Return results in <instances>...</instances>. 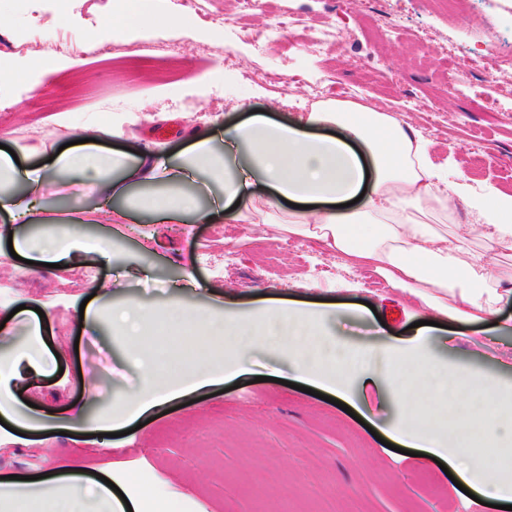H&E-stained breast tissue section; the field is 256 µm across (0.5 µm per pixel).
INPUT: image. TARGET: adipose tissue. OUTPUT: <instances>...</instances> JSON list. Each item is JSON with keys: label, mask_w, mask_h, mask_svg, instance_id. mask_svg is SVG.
<instances>
[{"label": "adipose tissue", "mask_w": 512, "mask_h": 512, "mask_svg": "<svg viewBox=\"0 0 512 512\" xmlns=\"http://www.w3.org/2000/svg\"><path fill=\"white\" fill-rule=\"evenodd\" d=\"M181 14L164 10L158 0H112L101 22L102 35L85 40L95 50L112 39L134 37L142 26L177 29ZM128 118L113 113L94 131L95 144L60 153L50 164L37 165L47 147L38 138L21 147L22 162L0 150V210L17 222L12 246L31 261L66 264L80 241L66 232L35 238L30 228L47 224L44 199L48 189L73 178L95 194L94 212L116 224L147 215L154 224H220L225 215L250 220L261 208L278 213L280 229L306 236L345 257L353 266L370 268L394 288L408 291L436 317L459 323L497 321L501 305L512 297L485 257L464 250L468 228L449 234L435 222L436 213H451L465 205L489 227V239L512 250V194L475 196L466 172L455 182L445 180L431 154V143L397 117L358 103L315 105L299 122L283 123L262 114L223 127L193 132L191 142L174 158L154 153L136 157L107 151L103 142L122 137ZM237 161L228 170L225 158ZM120 178H112V171ZM196 184L187 194L185 182ZM160 183L158 193L130 196L134 185ZM269 186L273 197L256 194L255 184ZM292 209L281 208V201ZM190 315L181 302L164 315L134 303L111 311L86 305L84 318L105 320L110 332L138 336L140 328L159 333L176 330ZM201 336L217 351L209 363H187L181 376L158 378L145 392L114 404L107 417L89 418L87 406L35 414L17 392L30 375L42 374L50 357L41 339V325L10 351L0 352V420L20 433L42 437L88 429L113 432L187 392L247 373L248 355L257 349L297 351L303 377L345 397L351 378L374 384L371 363L350 355L335 338L326 336L321 316L300 302L273 298L247 317L214 314L199 318ZM424 331L385 349L383 377L397 400L402 417L388 433L398 445L448 462L472 491L494 502H512V468L501 470L512 455V418L496 431L486 421L497 411L512 410V383L495 374H478L465 367H448L427 354ZM451 415L450 431L430 424L429 408ZM498 471L495 481L487 474ZM133 473L90 475L86 467L59 458L46 478L1 480L0 501L10 512H89V502L104 512H171L170 499L148 488H136Z\"/></svg>", "instance_id": "adipose-tissue-1"}]
</instances>
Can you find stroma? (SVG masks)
<instances>
[{"label": "stroma", "instance_id": "35a3bbf8", "mask_svg": "<svg viewBox=\"0 0 512 512\" xmlns=\"http://www.w3.org/2000/svg\"><path fill=\"white\" fill-rule=\"evenodd\" d=\"M182 12L180 31H141L137 40L114 42L98 52L83 49V35L97 26L108 0H0V57L22 63L45 53L41 69L0 78V144L15 149L30 138L49 149L82 139L107 113L135 118L113 147L129 156L157 149L176 155L191 129L214 120L232 124L253 113L287 120L310 111L314 86L323 100L374 106L421 130L433 143L432 158L448 179L465 170L477 191L512 188V0H483L475 8L446 0H399L387 18L388 0H265L242 13L238 0H161ZM318 32L341 27L344 41L322 56L301 54L292 35L256 54L242 29L264 30L276 16ZM502 59L484 56L483 40ZM68 57L59 68L55 55ZM462 82L442 87L449 70ZM70 115L58 128L55 113ZM283 233L255 217L248 227L180 224L165 247L137 234L117 238L111 262L78 250L68 269L35 271L0 244V307L26 306L0 350L24 341L41 309L44 342L57 352L45 374L28 378L20 398L54 412L109 401L148 389L151 373L130 357L125 338L83 328L76 303L95 288H109L101 305L127 301L163 313L178 300L195 311L247 314L266 298H292L325 310L330 304L368 302L361 314L329 318L326 330L349 349H373L412 337L414 322L429 312L406 292L370 283L361 268L345 266L312 240L268 259ZM512 352V302L500 327L451 323L433 331L434 356L500 372L512 381V365L499 367L494 347ZM252 373L190 392L148 411L147 423L118 437L87 432L51 435L33 444L0 432V475H34L56 458L131 471L140 485L173 496L175 512H496L477 503L437 462L398 453L379 442L399 409L383 390L368 387L350 411L297 390L301 377L292 356L252 354Z\"/></svg>", "mask_w": 512, "mask_h": 512}]
</instances>
